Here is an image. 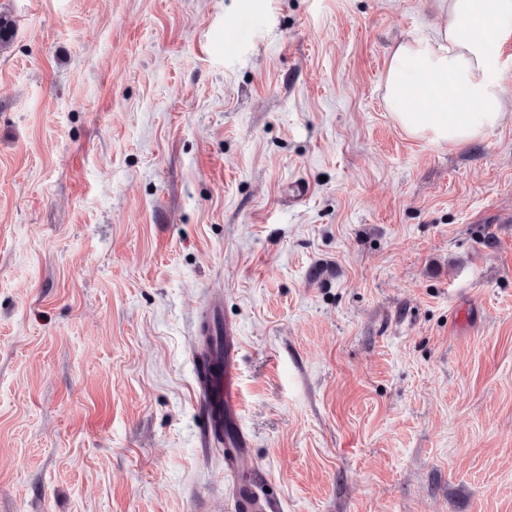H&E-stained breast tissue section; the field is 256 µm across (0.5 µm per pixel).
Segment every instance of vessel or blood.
Returning a JSON list of instances; mask_svg holds the SVG:
<instances>
[{"label": "vessel or blood", "mask_w": 512, "mask_h": 512, "mask_svg": "<svg viewBox=\"0 0 512 512\" xmlns=\"http://www.w3.org/2000/svg\"><path fill=\"white\" fill-rule=\"evenodd\" d=\"M220 313V303L211 301L204 312L202 339L192 352L195 402L203 422L200 443L223 450L236 512H283L278 494L269 490V482L252 456L250 440L238 423L242 411L238 350L229 336L220 347L208 341Z\"/></svg>", "instance_id": "obj_1"}]
</instances>
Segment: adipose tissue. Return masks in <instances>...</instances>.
Listing matches in <instances>:
<instances>
[{
  "mask_svg": "<svg viewBox=\"0 0 512 512\" xmlns=\"http://www.w3.org/2000/svg\"><path fill=\"white\" fill-rule=\"evenodd\" d=\"M512 41V0H438L429 31L392 50L383 101L408 134L463 146L501 124L498 50Z\"/></svg>",
  "mask_w": 512,
  "mask_h": 512,
  "instance_id": "ef3b65f1",
  "label": "adipose tissue"
}]
</instances>
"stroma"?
Here are the masks:
<instances>
[{
  "mask_svg": "<svg viewBox=\"0 0 512 512\" xmlns=\"http://www.w3.org/2000/svg\"><path fill=\"white\" fill-rule=\"evenodd\" d=\"M261 2L0 0V512H234L213 297L284 512H512V113L395 123L434 0Z\"/></svg>",
  "mask_w": 512,
  "mask_h": 512,
  "instance_id": "obj_1",
  "label": "stroma"
}]
</instances>
